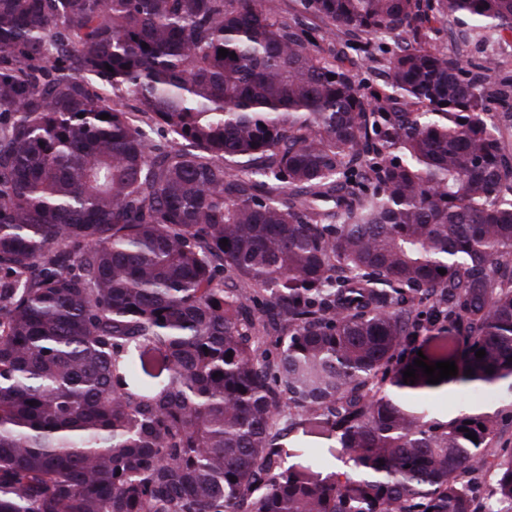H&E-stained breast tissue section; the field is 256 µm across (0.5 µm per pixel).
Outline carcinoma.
Wrapping results in <instances>:
<instances>
[{
	"mask_svg": "<svg viewBox=\"0 0 512 512\" xmlns=\"http://www.w3.org/2000/svg\"><path fill=\"white\" fill-rule=\"evenodd\" d=\"M450 19L512 0H0V512H512L426 400L512 391V78ZM433 43L441 48H447L448 53L455 50L460 42L466 43V59L479 62L483 57L495 53L496 57L510 62L509 74H512V36H507L499 42H492L477 37L473 33L465 32V28L455 24H448V33L432 35ZM511 71V73H510ZM365 36L352 37L345 34H340V37L331 38L321 43L323 53L326 56H330L339 51L345 52L349 58L357 59L358 53L356 49L360 41H365Z\"/></svg>",
	"mask_w": 512,
	"mask_h": 512,
	"instance_id": "obj_1",
	"label": "carcinoma"
}]
</instances>
